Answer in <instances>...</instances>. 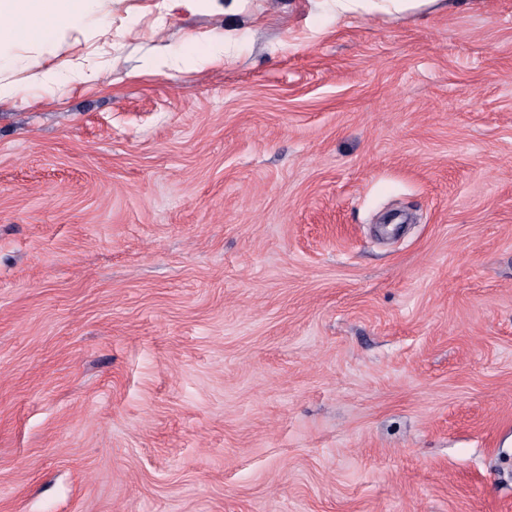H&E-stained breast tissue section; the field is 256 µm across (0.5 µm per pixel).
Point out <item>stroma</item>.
<instances>
[{
	"label": "stroma",
	"mask_w": 512,
	"mask_h": 512,
	"mask_svg": "<svg viewBox=\"0 0 512 512\" xmlns=\"http://www.w3.org/2000/svg\"><path fill=\"white\" fill-rule=\"evenodd\" d=\"M0 512H512V0L0 47Z\"/></svg>",
	"instance_id": "1"
}]
</instances>
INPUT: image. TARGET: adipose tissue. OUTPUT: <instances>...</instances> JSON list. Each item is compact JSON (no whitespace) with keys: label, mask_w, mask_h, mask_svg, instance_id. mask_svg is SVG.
Listing matches in <instances>:
<instances>
[{"label":"adipose tissue","mask_w":512,"mask_h":512,"mask_svg":"<svg viewBox=\"0 0 512 512\" xmlns=\"http://www.w3.org/2000/svg\"><path fill=\"white\" fill-rule=\"evenodd\" d=\"M338 14L363 12L400 17L456 7L458 0H334ZM85 0H0V44L18 37L49 38L57 28L80 19Z\"/></svg>","instance_id":"adipose-tissue-1"}]
</instances>
